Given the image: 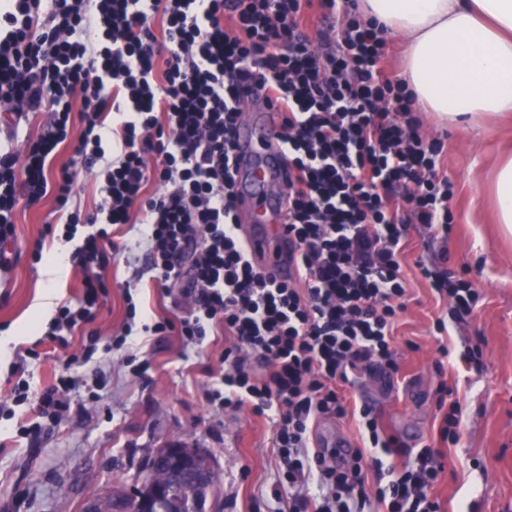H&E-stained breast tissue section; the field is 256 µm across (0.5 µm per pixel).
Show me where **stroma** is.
Segmentation results:
<instances>
[{
	"mask_svg": "<svg viewBox=\"0 0 512 512\" xmlns=\"http://www.w3.org/2000/svg\"><path fill=\"white\" fill-rule=\"evenodd\" d=\"M420 117L424 133L443 141L454 184L448 245L410 225L404 272L412 300L396 328L398 385L364 373L347 393L373 403L387 429L417 450L438 445L437 391L453 388L460 439L440 445L444 470L431 494L447 512H512V234L497 224L488 195L500 158L512 153V113L486 115L478 126H443L425 110ZM55 218L52 198L19 206L12 265L0 270V512H79L89 492L133 488L155 450L175 441L205 449L212 459L217 483L209 512H277L274 490L284 467L272 424L249 408L228 413L208 401L223 369L220 332L187 346L173 333L143 334L136 347L104 350L122 331L127 303L135 304L139 325L179 321L191 304L153 280L141 225L114 232L119 251L94 321L75 330L65 348L48 336L51 317L37 307L45 261L69 257L54 284L55 306L75 303L82 287L71 259L75 242L45 232ZM443 251L456 274L481 293L465 322L449 324L446 357L437 351L433 326L446 305L415 266L419 259L438 262ZM472 347L481 352L476 365L463 358ZM61 373L76 381L69 410L20 436L25 409H6L8 377L28 380L39 392Z\"/></svg>",
	"mask_w": 512,
	"mask_h": 512,
	"instance_id": "stroma-1",
	"label": "stroma"
}]
</instances>
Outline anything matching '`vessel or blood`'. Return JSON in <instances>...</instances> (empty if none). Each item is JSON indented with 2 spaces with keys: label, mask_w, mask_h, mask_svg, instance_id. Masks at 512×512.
Segmentation results:
<instances>
[{
  "label": "vessel or blood",
  "mask_w": 512,
  "mask_h": 512,
  "mask_svg": "<svg viewBox=\"0 0 512 512\" xmlns=\"http://www.w3.org/2000/svg\"><path fill=\"white\" fill-rule=\"evenodd\" d=\"M239 166L235 187L236 207L243 210L255 197L266 198L268 206L253 217L251 225L242 227L240 235L248 247V258L257 267L271 270L275 277L287 280L294 268L288 263V236L283 230L288 197L281 170L284 154L280 125L272 118L248 127H239ZM279 248L278 258L267 255L269 243Z\"/></svg>",
  "instance_id": "1"
}]
</instances>
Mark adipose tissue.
Wrapping results in <instances>:
<instances>
[{
    "instance_id": "adipose-tissue-1",
    "label": "adipose tissue",
    "mask_w": 512,
    "mask_h": 512,
    "mask_svg": "<svg viewBox=\"0 0 512 512\" xmlns=\"http://www.w3.org/2000/svg\"><path fill=\"white\" fill-rule=\"evenodd\" d=\"M408 46L405 77L439 119L512 112V0H360Z\"/></svg>"
}]
</instances>
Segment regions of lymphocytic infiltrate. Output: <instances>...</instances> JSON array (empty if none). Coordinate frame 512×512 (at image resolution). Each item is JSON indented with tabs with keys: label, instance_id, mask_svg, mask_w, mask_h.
Masks as SVG:
<instances>
[{
	"label": "lymphocytic infiltrate",
	"instance_id": "obj_1",
	"mask_svg": "<svg viewBox=\"0 0 512 512\" xmlns=\"http://www.w3.org/2000/svg\"><path fill=\"white\" fill-rule=\"evenodd\" d=\"M317 1L337 21L325 46L306 31ZM387 56L357 0H0V105L16 124L51 115L24 152L0 149V268L10 265L19 203L53 196L68 240L94 225L74 253L82 295L49 327L67 345L107 289L109 226L141 214L155 280L182 284L193 302L182 340L218 327L231 343L210 403L250 407L276 428L284 512H371L376 502L385 512H441L429 493L443 470L437 452L401 447L341 392L366 365L398 371L406 229L423 225L444 243L453 222L444 145L422 135L415 96L386 71ZM252 94L280 115L287 148L285 226L298 269L288 282L255 267L238 233L234 134ZM76 107L78 145L61 162ZM108 137L120 153L102 173L96 213L70 210L80 171L104 157ZM420 273L453 318L472 313L479 293L469 282L425 265ZM73 386L62 374L39 393L14 383L13 403L34 417L29 431L48 410H65ZM349 416L363 448L352 465H329L310 451L309 426ZM386 454L401 463L384 466ZM367 468L388 469L390 481L368 492Z\"/></svg>",
	"mask_w": 512,
	"mask_h": 512
}]
</instances>
